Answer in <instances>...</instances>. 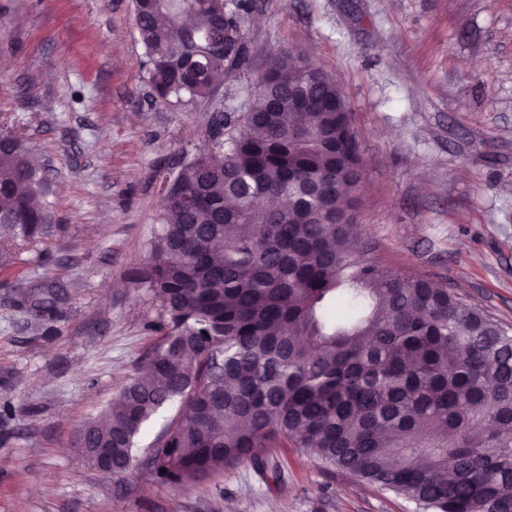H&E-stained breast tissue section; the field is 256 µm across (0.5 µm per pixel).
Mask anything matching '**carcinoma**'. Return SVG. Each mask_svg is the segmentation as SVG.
Masks as SVG:
<instances>
[{
	"label": "carcinoma",
	"instance_id": "cac0c4a2",
	"mask_svg": "<svg viewBox=\"0 0 512 512\" xmlns=\"http://www.w3.org/2000/svg\"><path fill=\"white\" fill-rule=\"evenodd\" d=\"M135 0L151 97L205 98L245 73L247 0ZM294 47L270 54L237 134L186 159L133 288L158 340L78 432L112 478L181 487L291 445L422 512H512V324L410 270L365 259L354 113ZM0 269L47 236L43 178L0 131ZM21 304L45 315L50 301ZM181 410L144 451L143 426ZM166 473H161V470Z\"/></svg>",
	"mask_w": 512,
	"mask_h": 512
}]
</instances>
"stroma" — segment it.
Masks as SVG:
<instances>
[{"label": "stroma", "instance_id": "obj_1", "mask_svg": "<svg viewBox=\"0 0 512 512\" xmlns=\"http://www.w3.org/2000/svg\"><path fill=\"white\" fill-rule=\"evenodd\" d=\"M254 72L181 108L152 101L133 0H0V127L44 177L56 229L0 270V512H416L404 496L276 448L182 487L117 484L75 448L139 368L154 305L130 277L161 223L155 175L213 148L268 55L292 45L344 90L367 258L512 323V0H250ZM57 294L37 317L19 296Z\"/></svg>", "mask_w": 512, "mask_h": 512}]
</instances>
